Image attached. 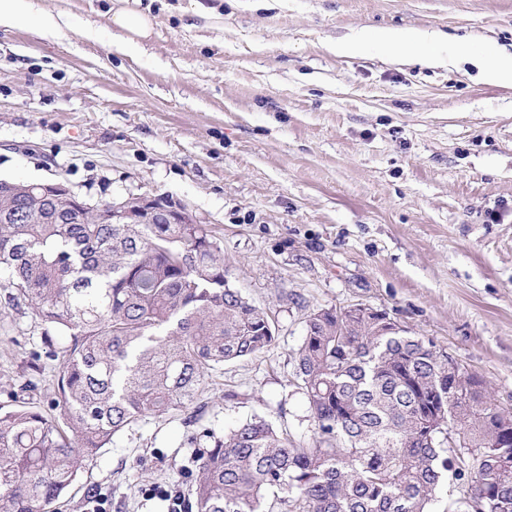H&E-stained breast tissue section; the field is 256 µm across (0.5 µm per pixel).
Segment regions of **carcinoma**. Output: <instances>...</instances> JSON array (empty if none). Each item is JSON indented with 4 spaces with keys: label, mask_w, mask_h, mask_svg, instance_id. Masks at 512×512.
Wrapping results in <instances>:
<instances>
[{
    "label": "carcinoma",
    "mask_w": 512,
    "mask_h": 512,
    "mask_svg": "<svg viewBox=\"0 0 512 512\" xmlns=\"http://www.w3.org/2000/svg\"><path fill=\"white\" fill-rule=\"evenodd\" d=\"M0 277L8 304L42 327L59 362L47 404L0 406V512H56L85 461L147 416L185 411L212 371L271 347L276 328L224 287V253L202 224H114L112 201L80 217L29 182H0ZM317 308L293 352L315 426L308 444L255 416L222 437L205 426L186 512H512V412L467 375L465 404L435 415V353L381 319Z\"/></svg>",
    "instance_id": "obj_1"
}]
</instances>
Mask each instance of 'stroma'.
I'll return each mask as SVG.
<instances>
[{
	"label": "stroma",
	"mask_w": 512,
	"mask_h": 512,
	"mask_svg": "<svg viewBox=\"0 0 512 512\" xmlns=\"http://www.w3.org/2000/svg\"><path fill=\"white\" fill-rule=\"evenodd\" d=\"M70 15L54 37L0 27V179L65 181L89 201L146 195L207 225L232 286L276 341L214 371L197 405L216 435L254 416L314 437L294 382L307 315L364 304L433 341L512 412V86L482 64L512 48V0H137L153 36L127 47L101 0H31ZM422 34L339 56L364 31ZM457 66L419 62L436 51ZM0 288V405L58 365ZM182 415L146 417L86 461L59 512H167Z\"/></svg>",
	"instance_id": "obj_1"
}]
</instances>
